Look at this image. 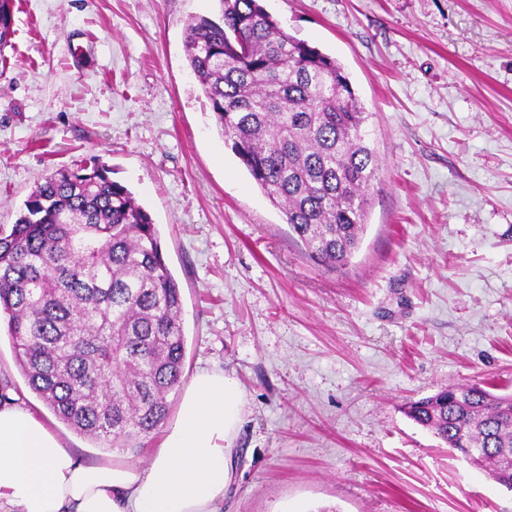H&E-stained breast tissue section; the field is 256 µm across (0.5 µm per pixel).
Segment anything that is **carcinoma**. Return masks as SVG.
I'll return each mask as SVG.
<instances>
[{
    "mask_svg": "<svg viewBox=\"0 0 512 512\" xmlns=\"http://www.w3.org/2000/svg\"><path fill=\"white\" fill-rule=\"evenodd\" d=\"M16 0H0V53ZM185 28L216 123L309 257L349 262L380 168L370 113L344 66L285 31L259 0H219ZM0 315L29 388L68 428L134 457L170 417L185 361L182 300L157 228L95 165L56 170L0 226ZM404 413L512 489V394L450 386Z\"/></svg>",
    "mask_w": 512,
    "mask_h": 512,
    "instance_id": "carcinoma-1",
    "label": "carcinoma"
}]
</instances>
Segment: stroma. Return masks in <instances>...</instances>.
Returning <instances> with one entry per match:
<instances>
[{"mask_svg":"<svg viewBox=\"0 0 512 512\" xmlns=\"http://www.w3.org/2000/svg\"><path fill=\"white\" fill-rule=\"evenodd\" d=\"M0 65V224L49 172L103 164L151 215L193 376L239 384L222 512H512V491L409 419L449 385L512 393V0H262L336 57L380 160L350 262L326 270L225 145L184 30L217 0H16ZM84 462H122L30 390Z\"/></svg>","mask_w":512,"mask_h":512,"instance_id":"obj_1","label":"stroma"}]
</instances>
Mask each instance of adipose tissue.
Listing matches in <instances>:
<instances>
[{
  "label": "adipose tissue",
  "instance_id": "1",
  "mask_svg": "<svg viewBox=\"0 0 512 512\" xmlns=\"http://www.w3.org/2000/svg\"><path fill=\"white\" fill-rule=\"evenodd\" d=\"M243 394L198 372L148 466L81 462L27 407L0 406V512H221Z\"/></svg>",
  "mask_w": 512,
  "mask_h": 512
}]
</instances>
